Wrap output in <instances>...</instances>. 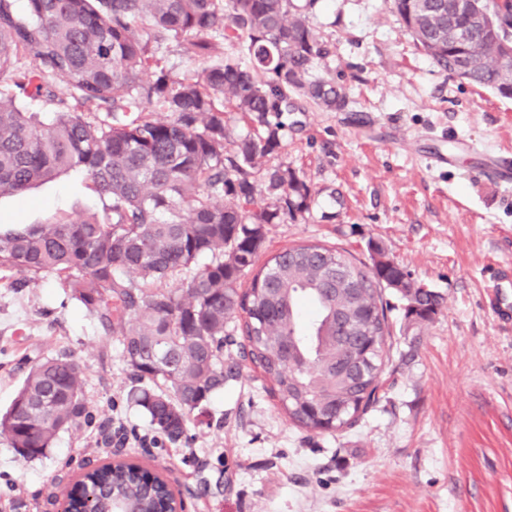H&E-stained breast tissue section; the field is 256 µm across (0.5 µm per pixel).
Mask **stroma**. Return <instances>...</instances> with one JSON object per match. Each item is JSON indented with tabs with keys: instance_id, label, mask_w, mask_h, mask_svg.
Instances as JSON below:
<instances>
[{
	"instance_id": "obj_1",
	"label": "stroma",
	"mask_w": 512,
	"mask_h": 512,
	"mask_svg": "<svg viewBox=\"0 0 512 512\" xmlns=\"http://www.w3.org/2000/svg\"><path fill=\"white\" fill-rule=\"evenodd\" d=\"M309 23L328 50L322 76L348 106L299 99L283 113L279 162L313 188L303 217L266 227L263 256L321 243L368 260L369 242L444 297L433 321L406 325L385 290L393 330L378 402L352 428L297 427L252 367L194 417L188 439L157 442L128 403L117 337L68 296L55 275L22 287L0 280V410L31 366L67 357L81 368L96 424L61 432L26 463L0 437V512H55V476L105 457L96 425L125 434L128 454L168 476L186 512H512V184L475 155L427 165L410 139L434 131L512 158V99L441 70L420 51L389 0H319ZM73 170L0 197V231L101 213Z\"/></svg>"
}]
</instances>
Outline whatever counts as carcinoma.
<instances>
[{
  "label": "carcinoma",
  "mask_w": 512,
  "mask_h": 512,
  "mask_svg": "<svg viewBox=\"0 0 512 512\" xmlns=\"http://www.w3.org/2000/svg\"><path fill=\"white\" fill-rule=\"evenodd\" d=\"M0 0V76L15 92L57 106L50 122L0 99V195L83 170L108 200L99 216L21 224L0 232V276L54 274L72 298L117 336L130 400L170 441L188 437L192 416L239 378L249 362L297 426L340 433L378 401L389 361L388 304L382 291L407 270L368 244L371 263L320 244H298L254 270L265 227L309 209L312 189L294 170L263 159L281 149L274 116L293 97L344 110V88L315 74L327 49L293 0ZM417 46L444 71L472 57L467 82L495 93L512 88V64L486 45L475 12L512 13V0H392ZM245 40L250 64L224 53ZM174 40L215 63L173 74L154 45ZM231 105L262 132L230 139ZM105 113L106 119L98 118ZM165 112L168 119H154ZM232 152L224 154V141ZM269 203L256 205L258 189ZM224 196V205L212 196ZM210 262L193 270L199 258ZM175 288L155 282L184 270ZM135 273L141 283L124 279ZM251 276L247 288L242 280ZM404 318L432 321L444 297L401 288ZM312 317L302 318L303 308ZM160 381L166 390L141 385ZM80 369L45 358L30 370L0 437L25 461L44 457L64 430L92 423ZM105 491L112 512H175L181 493L135 463L83 475Z\"/></svg>",
  "instance_id": "carcinoma-1"
}]
</instances>
